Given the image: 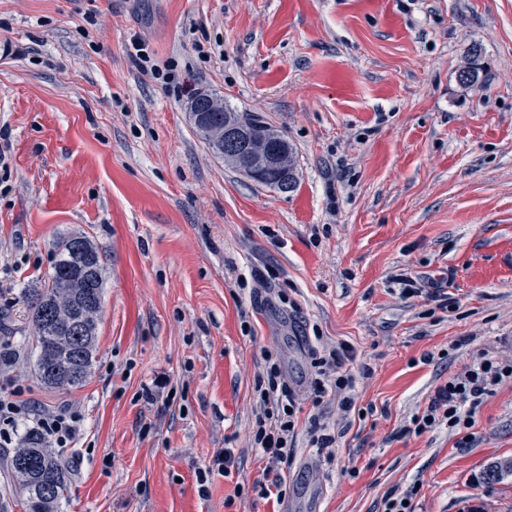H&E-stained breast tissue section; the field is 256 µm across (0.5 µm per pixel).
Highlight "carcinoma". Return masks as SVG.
<instances>
[{
  "label": "carcinoma",
  "mask_w": 512,
  "mask_h": 512,
  "mask_svg": "<svg viewBox=\"0 0 512 512\" xmlns=\"http://www.w3.org/2000/svg\"><path fill=\"white\" fill-rule=\"evenodd\" d=\"M200 116L193 125L197 135L217 156L224 157V121L241 113L214 97L196 94L192 98ZM259 131L268 134L267 143L279 147L288 161V171L267 168L263 178L271 182L288 180L297 187L295 150L283 131L258 116ZM106 267L97 247L81 233L56 240L52 272L39 288L24 290L27 319L36 350L35 374L49 389L80 388L91 372L97 348V324L103 308ZM65 297L71 318L83 326V335L75 336L59 326L45 323L46 311L57 307ZM512 474V459L497 461L487 471V479L499 480ZM71 470L41 436L26 432L13 451L0 459V512L22 506L25 512H58L70 489Z\"/></svg>",
  "instance_id": "obj_1"
}]
</instances>
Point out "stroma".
<instances>
[{
  "mask_svg": "<svg viewBox=\"0 0 512 512\" xmlns=\"http://www.w3.org/2000/svg\"><path fill=\"white\" fill-rule=\"evenodd\" d=\"M135 36L169 83L131 58ZM192 91L282 130L297 188L212 154ZM1 136L0 311L20 361L0 390L81 410L61 512H382L408 488L415 512H512V476L485 478L512 458V381L468 447L402 432L466 366L512 358V0H0ZM71 232L106 284L91 373L65 392L34 373L22 292ZM341 344L354 407L313 408V357ZM269 353L301 401L280 502L259 495L274 475L249 440ZM221 448L238 467L200 496Z\"/></svg>",
  "mask_w": 512,
  "mask_h": 512,
  "instance_id": "1",
  "label": "stroma"
}]
</instances>
